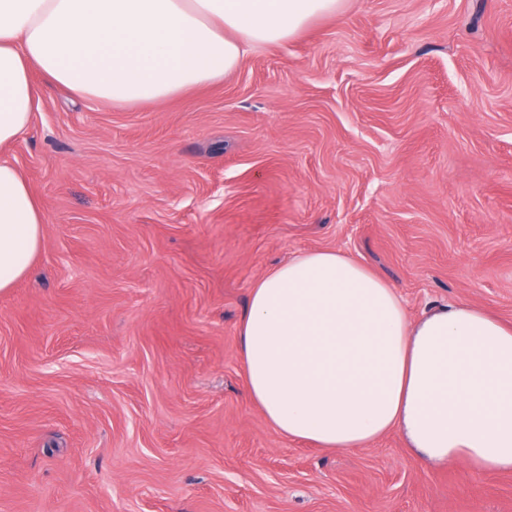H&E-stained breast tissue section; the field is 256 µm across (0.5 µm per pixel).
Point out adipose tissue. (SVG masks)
<instances>
[{
  "label": "adipose tissue",
  "mask_w": 512,
  "mask_h": 512,
  "mask_svg": "<svg viewBox=\"0 0 512 512\" xmlns=\"http://www.w3.org/2000/svg\"><path fill=\"white\" fill-rule=\"evenodd\" d=\"M344 0H0V148L29 127L31 75L82 98L161 104L222 80ZM44 213L0 156V293L28 275ZM248 391L279 434L365 448L396 430L433 463L512 471V325L472 305L411 320L351 256L307 251L253 285L239 324Z\"/></svg>",
  "instance_id": "obj_1"
}]
</instances>
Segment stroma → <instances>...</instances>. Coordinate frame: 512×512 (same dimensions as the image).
I'll list each match as a JSON object with an SVG mask.
<instances>
[{
  "instance_id": "35a3bbf8",
  "label": "stroma",
  "mask_w": 512,
  "mask_h": 512,
  "mask_svg": "<svg viewBox=\"0 0 512 512\" xmlns=\"http://www.w3.org/2000/svg\"><path fill=\"white\" fill-rule=\"evenodd\" d=\"M8 159L46 218L0 294V512H512L399 432L316 448L248 394L253 284L336 249L417 318L512 324V0H345L161 105L40 83Z\"/></svg>"
}]
</instances>
